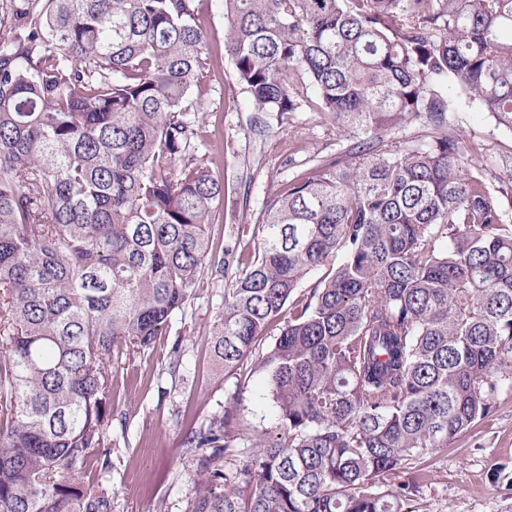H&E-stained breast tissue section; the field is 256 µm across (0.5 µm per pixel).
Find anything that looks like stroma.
I'll return each mask as SVG.
<instances>
[{"label":"stroma","instance_id":"obj_1","mask_svg":"<svg viewBox=\"0 0 512 512\" xmlns=\"http://www.w3.org/2000/svg\"><path fill=\"white\" fill-rule=\"evenodd\" d=\"M196 7L210 37L188 103L201 126L197 161L228 187L209 224L220 250L229 228L259 223L267 203L308 160L334 159L354 137L322 112L306 109L268 121L254 111L224 52L222 0H197ZM454 106L448 131L478 144L473 163L490 175L512 176V131L463 99ZM224 288L223 273H207L154 348L113 360L110 464L89 474L107 493L112 512H188L196 463L183 442L235 391V378L215 369L211 348ZM177 340L182 363L173 370L167 354ZM499 464L505 472H496ZM413 474L421 479L415 512H512V392H501L489 417L420 460Z\"/></svg>","mask_w":512,"mask_h":512}]
</instances>
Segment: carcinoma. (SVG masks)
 Masks as SVG:
<instances>
[{
	"mask_svg": "<svg viewBox=\"0 0 512 512\" xmlns=\"http://www.w3.org/2000/svg\"><path fill=\"white\" fill-rule=\"evenodd\" d=\"M45 2L0 39V512H111L86 473L112 361L152 348L213 266L237 390L186 441L188 512H410L419 481L391 475L512 389V181L448 133L450 89L512 130V0H224L255 111L309 104L364 135L288 180L248 253L238 234L213 251L226 184L192 165L196 0ZM257 373L273 430L240 413Z\"/></svg>",
	"mask_w": 512,
	"mask_h": 512,
	"instance_id": "obj_1",
	"label": "carcinoma"
}]
</instances>
